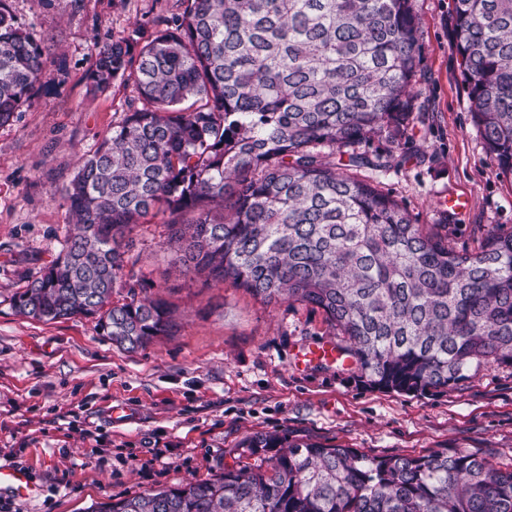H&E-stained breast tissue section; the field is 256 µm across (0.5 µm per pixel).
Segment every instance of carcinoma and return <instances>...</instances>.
Wrapping results in <instances>:
<instances>
[{
  "instance_id": "carcinoma-1",
  "label": "carcinoma",
  "mask_w": 512,
  "mask_h": 512,
  "mask_svg": "<svg viewBox=\"0 0 512 512\" xmlns=\"http://www.w3.org/2000/svg\"><path fill=\"white\" fill-rule=\"evenodd\" d=\"M184 2L140 48L120 37L96 49L91 91L130 82L141 106L71 181L72 224L13 296L17 313L94 317L129 352L169 334L166 300L112 303L137 277L134 226L162 212L180 273L322 311L371 387L418 396L512 367V230L457 250L355 175L370 164L362 140L397 141L413 122L411 0ZM453 17L473 124L512 173V0H454ZM45 69L0 0V125ZM91 512H512V467L462 449L369 457L274 431L246 437L209 479Z\"/></svg>"
}]
</instances>
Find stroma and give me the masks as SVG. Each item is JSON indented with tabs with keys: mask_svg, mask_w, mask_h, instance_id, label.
I'll return each instance as SVG.
<instances>
[{
	"mask_svg": "<svg viewBox=\"0 0 512 512\" xmlns=\"http://www.w3.org/2000/svg\"><path fill=\"white\" fill-rule=\"evenodd\" d=\"M41 41L46 73L0 126V465L27 469L36 492L4 490L12 512H84L224 469L242 439L288 430L372 457L468 449L512 466V367H488L445 392L374 389L350 365L303 362L333 339L320 310L266 305L228 284L204 285L169 264L160 222L132 233L147 295L178 308L179 328L127 352L91 317L19 315L15 292L56 256L69 227L66 189L137 98L132 84L88 89L95 46L119 35L146 43L183 0H9ZM420 19L416 119L394 144L363 142L390 168L358 177L397 199L415 223L447 225L476 250L485 228H512V174L474 128L453 47V0H413ZM465 196L454 211L444 201ZM165 457L154 460L152 449Z\"/></svg>",
	"mask_w": 512,
	"mask_h": 512,
	"instance_id": "35a3bbf8",
	"label": "stroma"
}]
</instances>
